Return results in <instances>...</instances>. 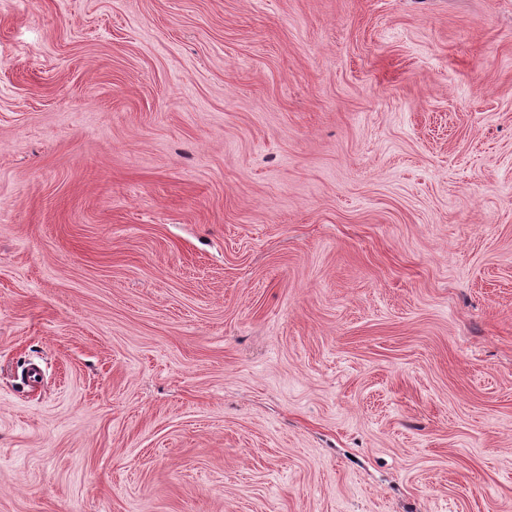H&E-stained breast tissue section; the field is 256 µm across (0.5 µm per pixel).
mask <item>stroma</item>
<instances>
[{
  "instance_id": "35a3bbf8",
  "label": "stroma",
  "mask_w": 512,
  "mask_h": 512,
  "mask_svg": "<svg viewBox=\"0 0 512 512\" xmlns=\"http://www.w3.org/2000/svg\"><path fill=\"white\" fill-rule=\"evenodd\" d=\"M0 512H512V0H0Z\"/></svg>"
}]
</instances>
